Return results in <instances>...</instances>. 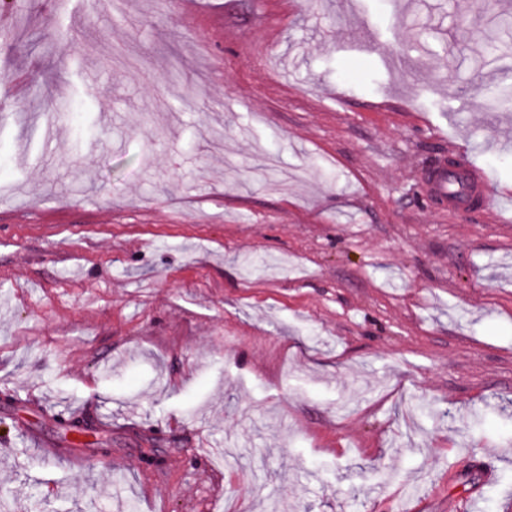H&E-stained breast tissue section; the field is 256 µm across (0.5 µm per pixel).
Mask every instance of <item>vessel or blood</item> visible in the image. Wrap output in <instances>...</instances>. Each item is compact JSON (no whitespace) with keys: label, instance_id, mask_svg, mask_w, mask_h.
<instances>
[{"label":"vessel or blood","instance_id":"1","mask_svg":"<svg viewBox=\"0 0 512 512\" xmlns=\"http://www.w3.org/2000/svg\"><path fill=\"white\" fill-rule=\"evenodd\" d=\"M490 179L487 171L468 160L465 150L453 149L451 159H438L426 177V189L443 210L459 211L480 207Z\"/></svg>","mask_w":512,"mask_h":512}]
</instances>
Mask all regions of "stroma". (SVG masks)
<instances>
[{"instance_id":"stroma-1","label":"stroma","mask_w":512,"mask_h":512,"mask_svg":"<svg viewBox=\"0 0 512 512\" xmlns=\"http://www.w3.org/2000/svg\"><path fill=\"white\" fill-rule=\"evenodd\" d=\"M1 14L0 496L512 512V0ZM452 144L492 213L426 197Z\"/></svg>"}]
</instances>
